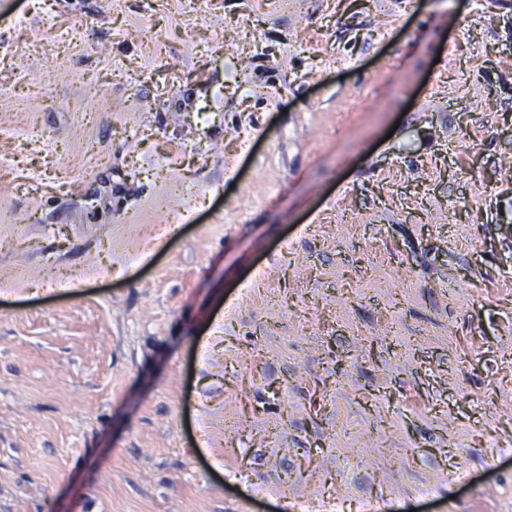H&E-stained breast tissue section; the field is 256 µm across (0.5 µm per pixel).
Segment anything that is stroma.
Segmentation results:
<instances>
[{
	"instance_id": "obj_1",
	"label": "stroma",
	"mask_w": 512,
	"mask_h": 512,
	"mask_svg": "<svg viewBox=\"0 0 512 512\" xmlns=\"http://www.w3.org/2000/svg\"><path fill=\"white\" fill-rule=\"evenodd\" d=\"M0 211V512H512V0H0Z\"/></svg>"
}]
</instances>
